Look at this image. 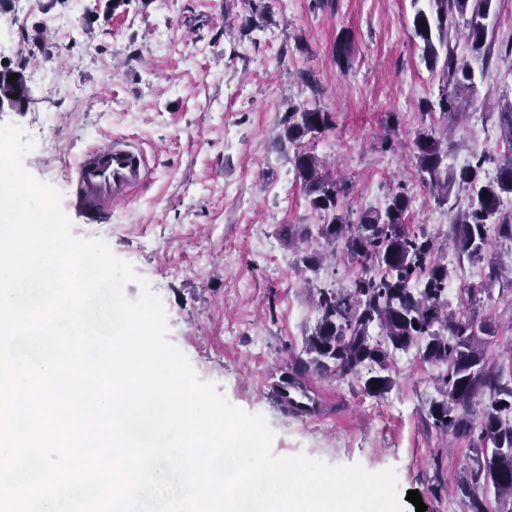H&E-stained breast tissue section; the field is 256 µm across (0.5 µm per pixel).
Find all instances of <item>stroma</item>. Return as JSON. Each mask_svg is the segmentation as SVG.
<instances>
[{"label": "stroma", "instance_id": "obj_1", "mask_svg": "<svg viewBox=\"0 0 512 512\" xmlns=\"http://www.w3.org/2000/svg\"><path fill=\"white\" fill-rule=\"evenodd\" d=\"M0 0V71L22 72L30 104L0 112L35 143L27 170L56 186L82 239L106 240L148 280L166 307L170 335L197 376L235 406L264 414L279 456L306 454L330 464L395 469L401 490L418 491L426 512H448L482 458L467 441L431 426L436 367H403L383 395L362 381L314 375L305 386L315 409L292 413L274 398L301 354L318 313L316 287L348 285L350 257L311 271L303 256L322 252V216L295 176L297 148L348 181L351 219L384 208L390 187L411 198L408 227L447 243L450 214L416 176L407 145L432 129L448 138V163L502 154L497 116L512 101V0H496L488 59L471 58L460 34L457 56L471 59L475 98L467 114L423 113L438 100L442 71L421 59L412 20L433 0ZM349 30L346 68L333 58ZM318 107L335 126L301 145L278 144L288 108ZM113 137L140 146L149 175L107 219L88 223L71 203L70 176L88 148ZM311 234L290 245L282 230ZM499 279L475 307L492 321L488 365L512 367V241L494 239L485 262L456 255L448 306L479 287L489 267Z\"/></svg>", "mask_w": 512, "mask_h": 512}]
</instances>
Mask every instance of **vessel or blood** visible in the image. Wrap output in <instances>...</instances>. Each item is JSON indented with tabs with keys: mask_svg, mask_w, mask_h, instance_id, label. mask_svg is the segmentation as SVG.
I'll return each instance as SVG.
<instances>
[{
	"mask_svg": "<svg viewBox=\"0 0 512 512\" xmlns=\"http://www.w3.org/2000/svg\"><path fill=\"white\" fill-rule=\"evenodd\" d=\"M145 176V161L130 142L108 141L80 158L71 181L72 201L89 222H98Z\"/></svg>",
	"mask_w": 512,
	"mask_h": 512,
	"instance_id": "vessel-or-blood-1",
	"label": "vessel or blood"
}]
</instances>
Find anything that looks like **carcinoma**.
<instances>
[{
    "mask_svg": "<svg viewBox=\"0 0 512 512\" xmlns=\"http://www.w3.org/2000/svg\"><path fill=\"white\" fill-rule=\"evenodd\" d=\"M495 0H434L435 13L419 9L413 30L422 41L421 59L431 70L446 48L443 74L452 90H444L437 104L442 114L457 111V100L474 88L470 63L457 58L450 47V31L458 18L466 19L467 45L480 56L486 44L487 20ZM350 33L336 37L334 59L345 68ZM500 125L508 152L494 157L483 154L475 163L459 170L448 165V142L436 132H422L413 141L417 172L435 201L448 203L454 186L470 190L467 207L456 213L448 230V241L472 261L485 260L490 237L512 240V214L503 212L504 198L512 195V102L502 106ZM281 142L291 144L314 139L334 127L332 113L320 108H293L281 119ZM497 165L496 177L481 182L478 171L487 162ZM296 178L312 208L327 218L319 234L336 254L346 250L360 266L359 273L342 289H318L315 306L320 318L307 339L310 358L294 360L296 373L329 374L338 378L360 377L370 364L378 374L365 379L364 390L384 393L392 384L387 375L397 351L418 348L423 362L442 368L438 374L441 401L430 410L435 429L445 435L469 440L483 457L475 473L474 487L461 490L464 512H488L489 495L512 500V386L501 383V375L485 362V337L493 335L489 321L477 319L471 306L477 295L489 292L483 285L468 289V298L448 309V260L437 254V243L426 231H409L404 216L409 198L404 188L392 191L383 210L363 212L356 224L340 212L349 185L325 173L323 160L314 153L294 154ZM380 329L374 338L370 329ZM381 387L372 388V382ZM489 393L490 402L473 417V399Z\"/></svg>",
    "mask_w": 512,
    "mask_h": 512,
    "instance_id": "obj_1",
    "label": "carcinoma"
}]
</instances>
